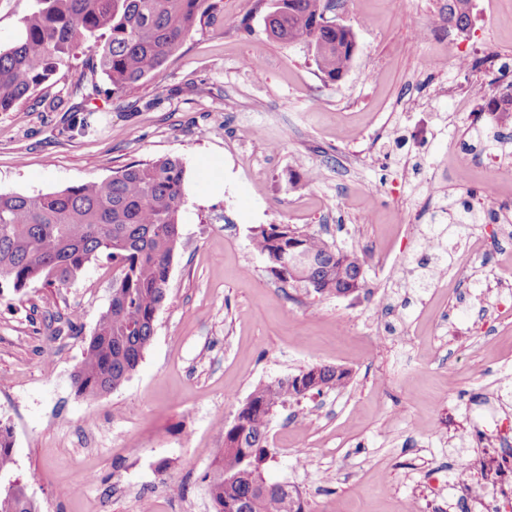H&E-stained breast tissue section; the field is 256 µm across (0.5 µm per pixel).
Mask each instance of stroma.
I'll list each match as a JSON object with an SVG mask.
<instances>
[{"label":"stroma","instance_id":"obj_1","mask_svg":"<svg viewBox=\"0 0 512 512\" xmlns=\"http://www.w3.org/2000/svg\"><path fill=\"white\" fill-rule=\"evenodd\" d=\"M268 10L221 0L125 93L72 94L80 58L38 91L63 98V111L0 112V193L55 192L160 156L190 170L224 162L223 195L182 210L142 360L97 401L76 394L72 374L109 305L112 265L92 261L64 286L0 289V421L40 512H213L225 428L256 386L315 365L350 380L278 410L263 469L307 512H405L412 501L460 512L448 490L457 449L481 464L499 445L490 418L512 420V318L498 311L512 300V111L489 117L479 97L512 86V0H472L461 34L437 22L448 0H337L357 47L335 82L308 49L267 37ZM452 41L478 67L449 65ZM253 54L261 71L244 64ZM481 129L499 136L497 171L480 161ZM467 199L478 222L459 238L448 214ZM262 224L357 254L363 288L336 297L280 282L251 245ZM433 224L449 246L427 260L419 243ZM475 236V272L458 280ZM422 261L431 279L418 290Z\"/></svg>","mask_w":512,"mask_h":512}]
</instances>
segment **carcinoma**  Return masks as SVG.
<instances>
[{
  "mask_svg": "<svg viewBox=\"0 0 512 512\" xmlns=\"http://www.w3.org/2000/svg\"><path fill=\"white\" fill-rule=\"evenodd\" d=\"M219 0H34L20 19L14 41L0 46V112L32 99L35 91L82 53L91 73H100L118 94L149 77L193 33ZM323 0H279L266 19L270 38L287 45L315 46L318 70L334 81L348 69L356 49L349 28L323 23ZM471 0H449L448 20L457 30L471 26ZM185 166L177 157L133 163L102 180L82 181L63 190L26 195L0 193V288L16 291L42 280L65 285L101 257L117 267L107 309L101 313L72 375L76 393L92 402L119 387L136 370L155 331L156 314L166 297L169 267L180 242L185 205ZM476 222V212L460 203L453 224ZM301 240L311 258L308 276L323 288H347L327 275L334 254L347 268L360 259L323 238L287 225L256 228L254 249L278 279L289 282V242ZM307 382L289 379L260 385L239 409L242 423L226 432L229 446L217 450L208 495L214 512L245 502L248 512H305L289 508L288 486L261 475L268 456L269 405L277 391L280 405L323 389L343 387L350 371L323 366ZM10 427L0 423V512H38L26 481L14 472Z\"/></svg>",
  "mask_w": 512,
  "mask_h": 512,
  "instance_id": "cac0c4a2",
  "label": "carcinoma"
}]
</instances>
